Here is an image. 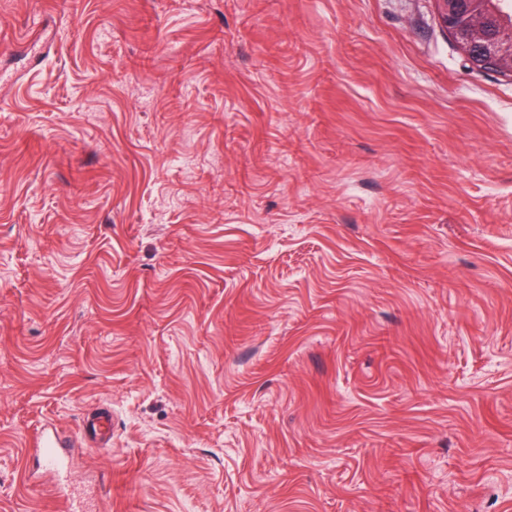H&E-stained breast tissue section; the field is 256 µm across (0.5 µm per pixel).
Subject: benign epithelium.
Returning <instances> with one entry per match:
<instances>
[{
  "mask_svg": "<svg viewBox=\"0 0 512 512\" xmlns=\"http://www.w3.org/2000/svg\"><path fill=\"white\" fill-rule=\"evenodd\" d=\"M441 20L477 69L512 76V24L497 0H437Z\"/></svg>",
  "mask_w": 512,
  "mask_h": 512,
  "instance_id": "1",
  "label": "benign epithelium"
}]
</instances>
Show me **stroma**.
<instances>
[{
  "mask_svg": "<svg viewBox=\"0 0 512 512\" xmlns=\"http://www.w3.org/2000/svg\"><path fill=\"white\" fill-rule=\"evenodd\" d=\"M58 485L512 507V77L435 0H0V512ZM109 416L105 413L85 417L80 424L79 434L82 437H90L95 443L88 444V447H101L112 440V434L108 430ZM32 446L36 457L42 462L45 471L60 474L65 471L69 455L75 450L70 436L46 426L32 437Z\"/></svg>",
  "mask_w": 512,
  "mask_h": 512,
  "instance_id": "obj_1",
  "label": "stroma"
}]
</instances>
